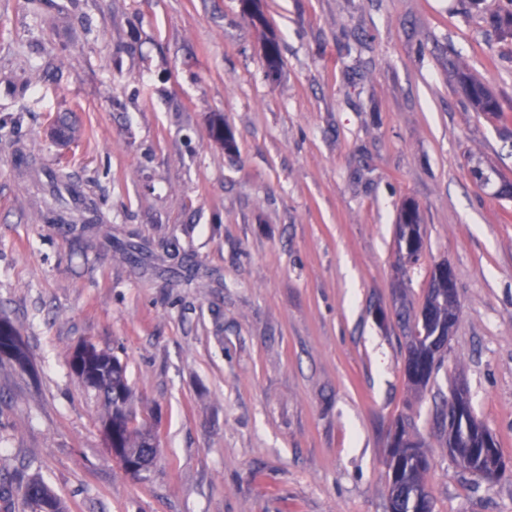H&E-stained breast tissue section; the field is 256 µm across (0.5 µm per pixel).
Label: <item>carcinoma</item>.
Masks as SVG:
<instances>
[{
    "instance_id": "obj_1",
    "label": "carcinoma",
    "mask_w": 512,
    "mask_h": 512,
    "mask_svg": "<svg viewBox=\"0 0 512 512\" xmlns=\"http://www.w3.org/2000/svg\"><path fill=\"white\" fill-rule=\"evenodd\" d=\"M265 62L270 72L280 68L278 44L273 33H268L264 41ZM468 99L478 112L497 115L500 105L496 97L484 84L466 76H460ZM52 137L59 142L72 139L70 127L62 115L54 119ZM83 224H98L100 217L93 203H87L79 219L63 211L56 213L54 221L58 224L72 225L76 221ZM419 213L412 204L401 210L397 227L398 249L411 246L420 241ZM423 308L428 311L426 336L408 346L405 363L410 367L432 364L433 351L428 340L438 329L447 325L448 314L459 313L458 299L448 296V285L431 277ZM0 349L9 351L8 359L23 367L27 364V353L19 341L14 324L0 318ZM88 361L97 371L93 389L101 394L107 407L106 426L112 428V447L122 449L124 456L138 462H153L157 444L153 432L145 427L133 425L130 407L131 390L126 380L125 366L120 359L97 347H92ZM456 404L451 399L442 401L435 413V425L443 438H448L447 420L454 415ZM398 432L389 439L387 445V467L399 473L398 482L388 487V510L390 512H434V499L428 488L427 474L430 463L421 461L424 445L418 438L414 427L408 421L397 420ZM488 433L485 427L469 437L460 436L456 446L450 452L459 465L471 474L489 468V463L504 464L502 453H497L493 461L474 454V447L479 443V433ZM21 512H66L64 503L39 478L33 477L19 489Z\"/></svg>"
}]
</instances>
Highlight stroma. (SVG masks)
<instances>
[{"label": "stroma", "instance_id": "35a3bbf8", "mask_svg": "<svg viewBox=\"0 0 512 512\" xmlns=\"http://www.w3.org/2000/svg\"><path fill=\"white\" fill-rule=\"evenodd\" d=\"M0 0V475L66 512H387L385 453L409 418L435 512H512V0ZM281 58L268 78L265 31ZM503 116L474 111L455 72ZM72 115L74 139L49 133ZM222 115L234 141L213 135ZM29 163L17 166L13 143ZM67 155L102 231L47 223ZM419 212L408 263L396 224ZM449 263L460 319L419 394L396 313ZM90 342L127 366L159 448L134 476ZM464 380L506 474L460 468L434 424ZM19 334L14 324L6 318H0V347L3 351L8 350L7 359L15 362L18 366L24 367L27 364V353L19 341Z\"/></svg>", "mask_w": 512, "mask_h": 512}]
</instances>
